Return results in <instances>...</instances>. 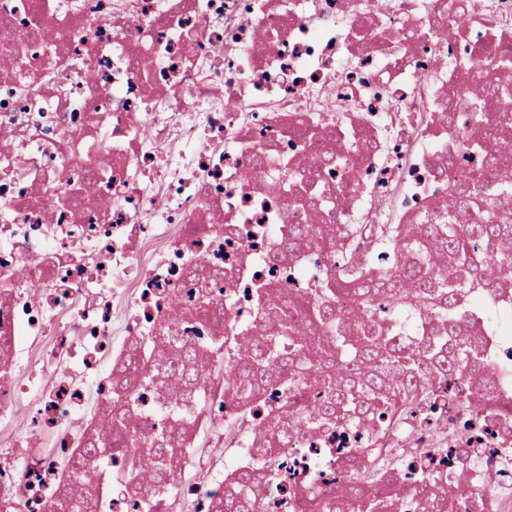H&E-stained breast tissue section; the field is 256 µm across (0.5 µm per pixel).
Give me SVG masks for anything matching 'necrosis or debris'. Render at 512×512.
I'll return each instance as SVG.
<instances>
[{"label":"necrosis or debris","instance_id":"4bbe7bcc","mask_svg":"<svg viewBox=\"0 0 512 512\" xmlns=\"http://www.w3.org/2000/svg\"><path fill=\"white\" fill-rule=\"evenodd\" d=\"M511 45L512 0H0V512H223L251 458L273 476L259 512H305L310 490L315 512H349L353 454L400 465L390 512H432L415 463L459 484L454 512H512V272L466 292L470 374L411 379L428 404L383 422L299 420L269 445L294 335L253 413L216 352L270 334L256 290L308 299L399 264L396 225L447 198L449 97L471 99L469 63L496 68ZM351 140L348 164H310L317 142ZM304 190L339 215L333 245L292 235L313 221ZM202 295L215 319L189 317ZM373 319L392 346L430 339L423 308L380 296ZM165 324V362L189 349L205 368L178 415L166 375L131 389L143 440L185 451L165 486L137 487L130 446L95 419L127 349Z\"/></svg>","mask_w":512,"mask_h":512}]
</instances>
